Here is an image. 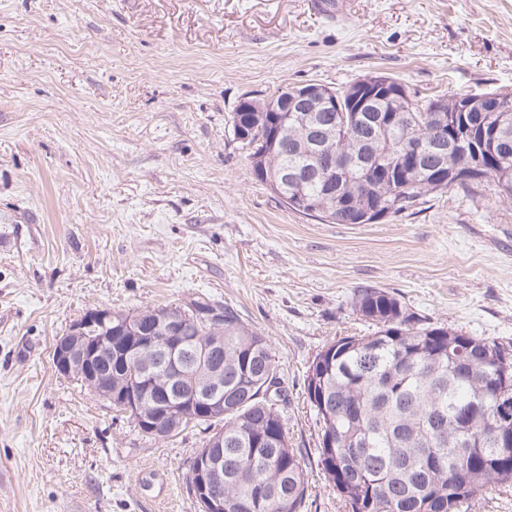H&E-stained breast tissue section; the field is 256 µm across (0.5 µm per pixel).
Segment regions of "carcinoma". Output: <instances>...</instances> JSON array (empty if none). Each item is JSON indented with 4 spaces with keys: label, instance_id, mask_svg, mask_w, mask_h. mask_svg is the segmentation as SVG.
Instances as JSON below:
<instances>
[{
    "label": "carcinoma",
    "instance_id": "cac0c4a2",
    "mask_svg": "<svg viewBox=\"0 0 512 512\" xmlns=\"http://www.w3.org/2000/svg\"><path fill=\"white\" fill-rule=\"evenodd\" d=\"M383 81L388 95L377 111L402 115L385 127L350 123L358 103L347 98L336 111L307 119L296 111L281 122L233 112L232 127L246 133L241 143L257 178L265 183L283 173L278 195L294 212L333 224H368L385 217L386 209L398 214L433 194L470 185V164L479 157L502 199L512 203V98L509 122L501 125L498 112L463 119L456 94L397 96L402 83L387 75ZM438 105L448 116L446 156L433 148L406 160L401 176L391 179L379 159L394 156L417 135L435 141L430 116ZM277 121L281 132L275 136ZM495 127L499 146L488 155L484 133ZM332 164L342 180L336 195L322 178ZM352 306L371 331L327 342L304 379L319 435L316 465L347 512H460L488 487L511 485L512 344L427 322L373 285L357 288ZM215 309L219 321L208 318ZM180 311L190 314L185 359L203 342L217 338L224 346V370L213 383L224 390V414L199 419L176 409L158 424L156 437L171 439L193 427L223 436L224 512H238L241 502L249 512H307V464L291 447L281 405L259 396L269 375H282L261 332L232 308L206 303L114 313L112 325L161 328ZM149 356L147 374L113 362L99 389L141 390L163 382L173 403L194 393L192 380L168 374L161 350ZM322 396L325 414L318 406Z\"/></svg>",
    "mask_w": 512,
    "mask_h": 512
}]
</instances>
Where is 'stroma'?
Here are the masks:
<instances>
[{"instance_id":"stroma-1","label":"stroma","mask_w":512,"mask_h":512,"mask_svg":"<svg viewBox=\"0 0 512 512\" xmlns=\"http://www.w3.org/2000/svg\"><path fill=\"white\" fill-rule=\"evenodd\" d=\"M376 73L512 92V0H0V512H198L199 429L155 439L56 371L88 310L233 308L277 354L305 454V371L364 330L357 287L512 341V204L493 179L328 224L289 210L233 136L245 95Z\"/></svg>"}]
</instances>
